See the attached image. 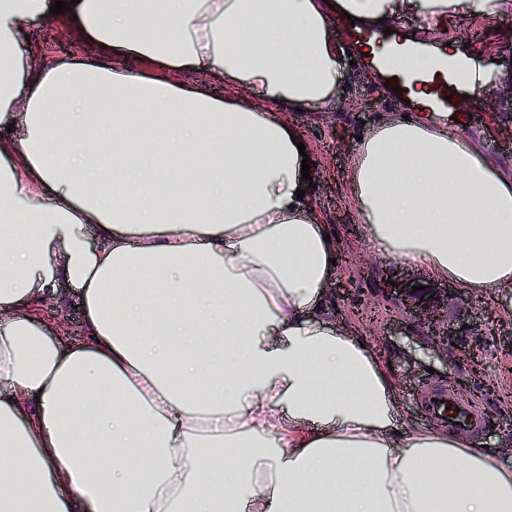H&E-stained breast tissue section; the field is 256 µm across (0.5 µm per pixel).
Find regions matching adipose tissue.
I'll return each mask as SVG.
<instances>
[{
  "label": "adipose tissue",
  "mask_w": 512,
  "mask_h": 512,
  "mask_svg": "<svg viewBox=\"0 0 512 512\" xmlns=\"http://www.w3.org/2000/svg\"><path fill=\"white\" fill-rule=\"evenodd\" d=\"M339 9L424 18L432 40L399 62L416 69L449 12L498 22L512 0H0V114L19 120L0 132V512H512V459L403 428L391 370L328 303L338 241L266 105L332 110ZM37 19L101 60L25 66ZM350 191L374 252L472 299L512 286V174L447 116L382 118ZM63 281L87 332L65 349L28 313L64 306Z\"/></svg>",
  "instance_id": "ef3b65f1"
}]
</instances>
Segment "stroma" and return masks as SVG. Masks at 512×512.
Segmentation results:
<instances>
[{
	"mask_svg": "<svg viewBox=\"0 0 512 512\" xmlns=\"http://www.w3.org/2000/svg\"><path fill=\"white\" fill-rule=\"evenodd\" d=\"M446 34L459 43L470 44L473 55L484 68V74L497 79L501 61H512V18L490 25L481 16L448 15ZM60 26L33 21L26 39L18 49L35 48L37 67L48 69L69 52L80 51L97 56V45L87 39L75 42L60 35ZM352 75L348 92L326 113L275 109L277 119L299 127L307 142L314 179L311 200L323 223L331 225L339 243L341 259L333 278L336 291L329 300L336 312L338 326L362 337L381 353L393 368L399 383L396 390L397 416L407 428H431L432 423L422 406L426 386L455 383L459 352H449L447 360L434 357L422 329L408 310L386 293L394 279L411 280L417 285L448 287L445 279L434 278L411 262L373 253L367 243L368 227L349 196L351 157L357 138L385 116L399 108L377 75L363 64L350 65ZM461 114L473 119L464 135L490 163L504 171L512 170V108L469 107L457 105ZM59 292L67 296L64 310L51 307L32 308L39 324L60 344L81 340L85 335L79 294L71 284L63 282ZM450 321L477 326L492 323L495 334L484 339L468 337L469 345L480 349L484 374L500 388L496 397L475 396L472 404L485 419V429L476 436L477 444L502 449L512 444V288L496 292L489 301L458 299L448 304Z\"/></svg>",
	"mask_w": 512,
	"mask_h": 512,
	"instance_id": "stroma-1",
	"label": "stroma"
}]
</instances>
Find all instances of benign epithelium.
I'll return each instance as SVG.
<instances>
[{"label":"benign epithelium","mask_w":512,"mask_h":512,"mask_svg":"<svg viewBox=\"0 0 512 512\" xmlns=\"http://www.w3.org/2000/svg\"><path fill=\"white\" fill-rule=\"evenodd\" d=\"M387 293L396 296L397 300L409 310L410 314L422 326L428 335V342L434 352L448 354L453 345H462L463 337L473 333L469 327L457 326L448 321V302L455 299V295L446 288L429 287L425 294L413 291V286L398 281L395 286L387 289ZM481 362L475 356H470L466 366L457 379L458 387L467 391L471 387L472 379L480 374Z\"/></svg>","instance_id":"7a95c632"}]
</instances>
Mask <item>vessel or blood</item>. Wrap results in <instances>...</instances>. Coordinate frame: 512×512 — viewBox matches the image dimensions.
Masks as SVG:
<instances>
[{
  "mask_svg": "<svg viewBox=\"0 0 512 512\" xmlns=\"http://www.w3.org/2000/svg\"><path fill=\"white\" fill-rule=\"evenodd\" d=\"M343 30L351 43L368 56L367 62L378 71L389 86L400 87L395 100L399 105H410L412 110L428 115L450 113L455 109L454 98L474 76L469 51L450 55L440 52L433 65L424 70L406 71L396 64L397 58H410L423 51L422 44L399 33L387 35L390 52L386 55L370 54L369 48L378 39L377 33L344 22ZM423 405L430 417L449 431L476 435L483 431L484 420L475 408L462 402L447 388H435L424 393Z\"/></svg>",
  "mask_w": 512,
  "mask_h": 512,
  "instance_id": "1",
  "label": "vessel or blood"
}]
</instances>
